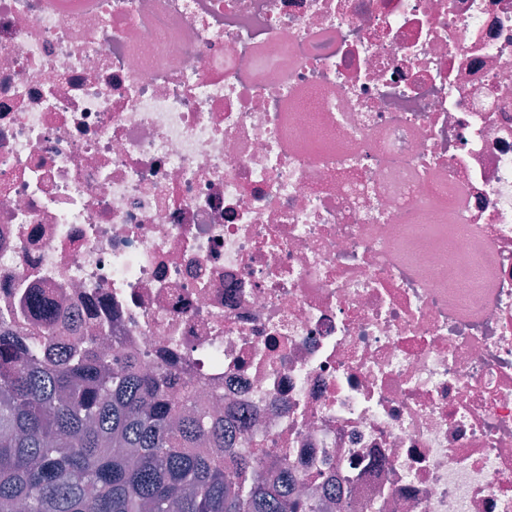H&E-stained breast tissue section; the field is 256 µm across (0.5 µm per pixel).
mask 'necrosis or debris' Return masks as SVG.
<instances>
[{
  "mask_svg": "<svg viewBox=\"0 0 512 512\" xmlns=\"http://www.w3.org/2000/svg\"><path fill=\"white\" fill-rule=\"evenodd\" d=\"M38 291L326 512H512V0H0Z\"/></svg>",
  "mask_w": 512,
  "mask_h": 512,
  "instance_id": "necrosis-or-debris-1",
  "label": "necrosis or debris"
}]
</instances>
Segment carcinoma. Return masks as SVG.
I'll return each instance as SVG.
<instances>
[{"mask_svg":"<svg viewBox=\"0 0 512 512\" xmlns=\"http://www.w3.org/2000/svg\"><path fill=\"white\" fill-rule=\"evenodd\" d=\"M28 309L0 321V512H318L290 478L259 482L252 453L211 456L237 425L189 383L93 340L52 353L63 312L47 297Z\"/></svg>","mask_w":512,"mask_h":512,"instance_id":"carcinoma-1","label":"carcinoma"}]
</instances>
